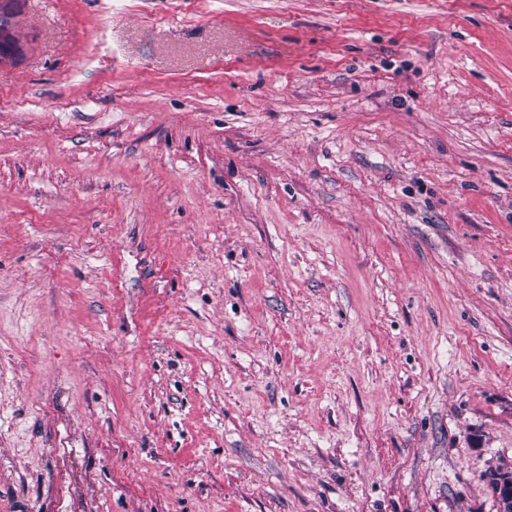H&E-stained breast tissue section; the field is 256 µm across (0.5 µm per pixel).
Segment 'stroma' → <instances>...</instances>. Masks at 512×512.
Segmentation results:
<instances>
[{"label": "stroma", "instance_id": "35a3bbf8", "mask_svg": "<svg viewBox=\"0 0 512 512\" xmlns=\"http://www.w3.org/2000/svg\"><path fill=\"white\" fill-rule=\"evenodd\" d=\"M0 512H498L512 0H12Z\"/></svg>", "mask_w": 512, "mask_h": 512}]
</instances>
